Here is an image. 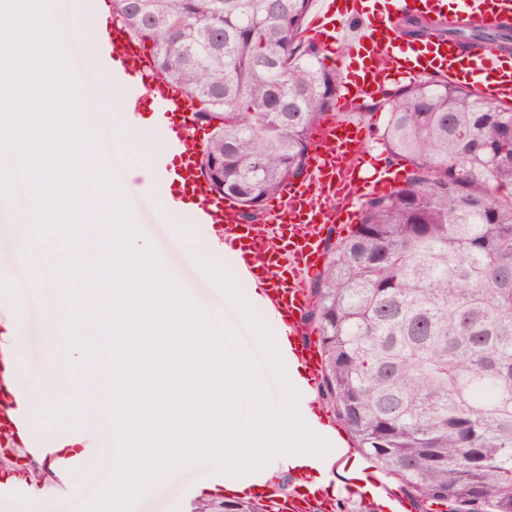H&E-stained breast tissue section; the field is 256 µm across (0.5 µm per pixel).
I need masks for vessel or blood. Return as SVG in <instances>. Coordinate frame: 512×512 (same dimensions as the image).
<instances>
[{
    "instance_id": "vessel-or-blood-1",
    "label": "vessel or blood",
    "mask_w": 512,
    "mask_h": 512,
    "mask_svg": "<svg viewBox=\"0 0 512 512\" xmlns=\"http://www.w3.org/2000/svg\"><path fill=\"white\" fill-rule=\"evenodd\" d=\"M447 20L455 15L469 25L493 29L512 26V0H461L449 9L447 0H318L306 25V36L322 49L340 50L344 73L337 91L342 116L320 123L307 173L287 185L268 205L263 225L236 219L234 204L216 194L200 168L207 129L195 118V102L176 85L159 76L150 54L142 52L121 23L104 28L92 50L94 63L120 90L128 124L144 129L157 143L154 191L142 193L145 211L166 225L178 239L202 237L215 247L213 263L228 265L249 287L264 316L268 332L283 340V361L301 365L308 374L319 371L318 355L303 324L307 307L306 282L324 258L321 230L325 225L355 216L368 192L391 188L392 169L363 170L367 144L359 122L346 119L356 101L377 94L397 79L436 75L475 89L486 101H512V56L497 48H469L446 38L406 40L402 16ZM183 213L179 224L168 223L170 209ZM13 355L9 383L26 392L31 384L23 331L0 336V347ZM7 436L0 446L34 459L48 456L51 434L36 424L33 412L16 406L4 423ZM83 450L56 464L61 476L58 496L80 502L100 491L112 473L106 450L112 445L111 427L81 434ZM251 495L271 498L275 490L256 471L240 475ZM331 512L334 498L295 492L280 501L279 512H307L312 500Z\"/></svg>"
}]
</instances>
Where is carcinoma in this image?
<instances>
[{
    "label": "carcinoma",
    "mask_w": 512,
    "mask_h": 512,
    "mask_svg": "<svg viewBox=\"0 0 512 512\" xmlns=\"http://www.w3.org/2000/svg\"><path fill=\"white\" fill-rule=\"evenodd\" d=\"M312 0H112L156 71L214 124L201 169L246 219L307 172L339 78L304 35ZM512 48V27L439 30ZM379 140L411 169L363 202L305 323L323 402L420 512H512V107L445 78L388 96ZM199 512H274L252 500Z\"/></svg>",
    "instance_id": "1"
}]
</instances>
